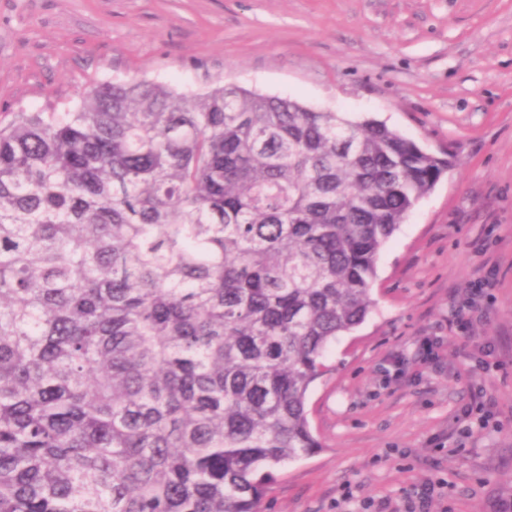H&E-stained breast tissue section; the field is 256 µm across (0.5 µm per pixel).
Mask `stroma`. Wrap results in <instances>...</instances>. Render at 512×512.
Returning a JSON list of instances; mask_svg holds the SVG:
<instances>
[{
	"mask_svg": "<svg viewBox=\"0 0 512 512\" xmlns=\"http://www.w3.org/2000/svg\"><path fill=\"white\" fill-rule=\"evenodd\" d=\"M134 78L373 118L452 162L383 248L375 309L330 347L307 400L322 447L276 473L265 512L401 508L427 482L430 512L511 498L512 0H0V119ZM478 404L497 428L461 434Z\"/></svg>",
	"mask_w": 512,
	"mask_h": 512,
	"instance_id": "obj_1",
	"label": "stroma"
}]
</instances>
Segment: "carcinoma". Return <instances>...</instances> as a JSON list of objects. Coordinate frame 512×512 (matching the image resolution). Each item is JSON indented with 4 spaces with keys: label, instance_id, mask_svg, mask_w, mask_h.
Wrapping results in <instances>:
<instances>
[{
    "label": "carcinoma",
    "instance_id": "carcinoma-1",
    "mask_svg": "<svg viewBox=\"0 0 512 512\" xmlns=\"http://www.w3.org/2000/svg\"><path fill=\"white\" fill-rule=\"evenodd\" d=\"M217 81L0 124V512H263L380 254L447 172Z\"/></svg>",
    "mask_w": 512,
    "mask_h": 512
}]
</instances>
